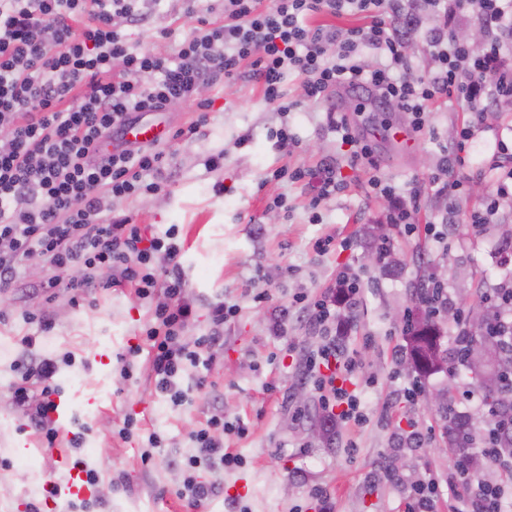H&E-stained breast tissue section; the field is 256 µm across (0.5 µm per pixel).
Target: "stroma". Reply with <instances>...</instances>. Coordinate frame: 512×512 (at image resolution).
Instances as JSON below:
<instances>
[{"instance_id":"1","label":"stroma","mask_w":512,"mask_h":512,"mask_svg":"<svg viewBox=\"0 0 512 512\" xmlns=\"http://www.w3.org/2000/svg\"><path fill=\"white\" fill-rule=\"evenodd\" d=\"M212 0H146V22L125 26L133 48L172 54L195 25L194 18L208 15ZM286 90L298 108L281 117L268 105L259 86L242 78L233 83L206 87L205 96L214 106L208 125L189 139L171 138L160 148L168 164L157 193L113 201L117 213L133 223L161 232L177 226L182 245V266L188 283L186 296L196 313L185 330L193 342L208 327L207 307L222 301L238 304V315L224 327L223 344L211 367H191L180 384L187 394L182 406H171L156 392L148 361L138 358L132 379L120 374L119 355L142 343L141 330L149 318L147 304L127 288L99 290L94 308H77L68 292L56 298V326L39 339L36 351L51 357L70 353L75 363L62 367L54 381L70 405L65 430L83 435L81 447L72 449L98 471L101 480L91 497L94 512H189L177 491L181 486L178 461L195 452L192 434L205 427L216 411L230 422H243L245 436L221 434L226 451L245 457L235 470L199 469L201 480L215 484L216 494L201 512H227L230 499H238L245 512H318L311 487L323 488L334 512H406L407 489L436 481L439 492L434 512H451L455 501L448 495V472L455 456L446 447V422L430 407L426 392L452 386L455 408L470 416L474 433H482L486 414L477 381L468 371L448 376L438 371L423 377L424 396L410 400L404 388L415 375L409 361V344L394 310L415 305L419 283L418 256H425L432 270L444 271L450 304L471 309L474 282L491 291L512 276V260L500 263L494 257L512 226V198L502 200L495 223L473 233L463 218L478 207L495 186L498 171L493 166L496 139L512 147V111L487 112V132L468 146L465 163L457 170L463 183L460 193L439 197L430 178L439 157L440 143L451 140L468 120V113L443 100L432 105V123L416 135L412 148H400L387 139H372L373 157L382 174L397 190L412 183L423 187L412 216L414 233L404 227L392 231L395 266L372 264L374 250L369 232L388 206L385 196L370 193L363 172L348 171V184L335 199L323 202L319 220H312L308 207L310 189L299 183L267 180L272 170L313 168L325 157L346 158L349 145L328 125L334 104L353 114L358 131L369 125L405 127L409 120L397 110L361 111L356 100L319 102L301 98V81L289 77ZM288 122L299 141L295 147H279L269 130ZM248 143H241L242 135ZM223 154L220 168L209 167L212 155ZM223 193H216L215 184ZM285 196L286 209L269 208L276 196ZM453 222H446V215ZM439 225L444 242L427 235L428 224ZM333 238L328 252L314 248L317 239ZM351 239V249H341L342 239ZM351 268L359 276V301L355 307L337 309L346 325L340 342L356 351L358 368L345 388L361 393L366 421L357 425L343 419L326 421L315 404L314 394L296 400L302 383L296 372L304 351L321 346L322 338L296 317H289L286 333L272 335L276 315L293 305L295 294L315 295L334 284L337 271ZM264 303H255V296ZM43 301L32 294L7 296L4 322L0 323V512H27L30 502L41 512H69V499L45 492L47 482L64 483L65 475L45 447L40 435L25 426L21 409L10 396L14 378L11 364L22 336L34 333L21 312L40 310ZM107 348L108 364L92 363L94 349ZM208 385L198 388V376ZM309 416L300 420L297 409ZM138 421L129 440L117 435L125 417ZM327 423L331 439L313 435V427ZM431 433L424 448L398 447L400 433L413 429ZM161 434L163 447L153 449L143 461L149 433ZM28 448H20V440Z\"/></svg>"}]
</instances>
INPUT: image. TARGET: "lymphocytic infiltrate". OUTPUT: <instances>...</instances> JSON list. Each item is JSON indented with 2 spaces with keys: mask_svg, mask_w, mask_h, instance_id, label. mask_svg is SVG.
Instances as JSON below:
<instances>
[{
  "mask_svg": "<svg viewBox=\"0 0 512 512\" xmlns=\"http://www.w3.org/2000/svg\"><path fill=\"white\" fill-rule=\"evenodd\" d=\"M425 10L436 19L423 31L434 68L417 80L407 74L406 48ZM347 13L363 16L366 25L342 31L308 23L318 14ZM143 18L139 0H0V131L7 134L0 142V292L20 287V270L35 255L51 270L33 285L45 301L63 289L75 304L101 288L132 289L151 303L143 334L155 388L177 407L186 398L182 373L200 364L239 307L210 305L208 331L194 346L182 342L195 308L185 298L177 228L148 235L128 216L109 211L112 200L159 191L167 156L151 145L115 142V135L142 113L177 102H195L197 125L207 124L213 103L195 95L211 78L231 83L248 77L284 115L295 107L284 88L291 73L301 77L308 101L343 86L367 89L380 104L407 113L417 131L430 123L429 101L446 99L473 114L442 147L430 179L436 194L447 195L461 186L454 173L465 162L468 143L484 131L485 113L494 106L512 109V0H224L223 19L197 17L172 59L129 45L123 24ZM466 20L487 33L481 47L456 38V27ZM368 55L377 57V65H363ZM496 167L495 189L467 219L473 231L493 223L500 200L512 197V150L506 145L497 147ZM273 177L314 182V210L346 187L332 158L314 171L282 168ZM338 283V297L304 293L294 299L309 326L326 336L307 358L304 376L323 412L341 404L344 417L360 424L359 396L324 372L336 359L346 374L357 368L354 359H339L331 334L337 302L356 301L357 277L344 270ZM22 318L37 331L20 339L9 391L52 445L59 437L53 378L74 360L68 354L59 361L37 358V339L50 335L55 321L44 311L26 310ZM230 428L246 432L243 424L232 427L223 415H213L193 436L196 454L180 464L185 477L179 497L193 512L216 491L199 480V467L233 470L245 463L214 436Z\"/></svg>",
  "mask_w": 512,
  "mask_h": 512,
  "instance_id": "1",
  "label": "lymphocytic infiltrate"
}]
</instances>
